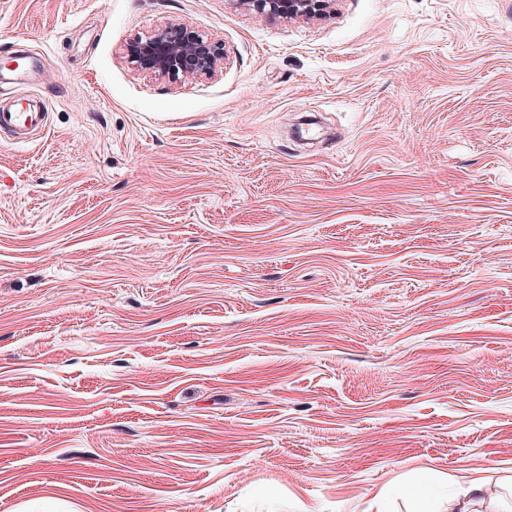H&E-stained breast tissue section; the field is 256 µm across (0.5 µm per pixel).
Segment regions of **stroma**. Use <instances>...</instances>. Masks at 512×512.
<instances>
[{"mask_svg": "<svg viewBox=\"0 0 512 512\" xmlns=\"http://www.w3.org/2000/svg\"><path fill=\"white\" fill-rule=\"evenodd\" d=\"M220 48L158 78L162 24ZM0 512H448L512 469V0H0ZM422 497L400 494L417 471ZM236 4L259 15L286 20L314 19L323 16L337 0H235ZM131 59L155 77L208 74L220 59L218 47L179 24L162 25L152 36L127 46ZM43 113L34 103L25 110L0 104V133L8 132L22 142L27 134L42 128ZM484 481L473 479L455 497L452 512H478L476 508L483 497Z\"/></svg>", "mask_w": 512, "mask_h": 512, "instance_id": "stroma-1", "label": "stroma"}]
</instances>
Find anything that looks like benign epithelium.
I'll return each mask as SVG.
<instances>
[{
	"mask_svg": "<svg viewBox=\"0 0 512 512\" xmlns=\"http://www.w3.org/2000/svg\"><path fill=\"white\" fill-rule=\"evenodd\" d=\"M259 15L286 20L323 16L337 0H234ZM131 59L155 77L208 74L219 60L218 47L179 24H165L152 36L127 46Z\"/></svg>",
	"mask_w": 512,
	"mask_h": 512,
	"instance_id": "benign-epithelium-1",
	"label": "benign epithelium"
}]
</instances>
